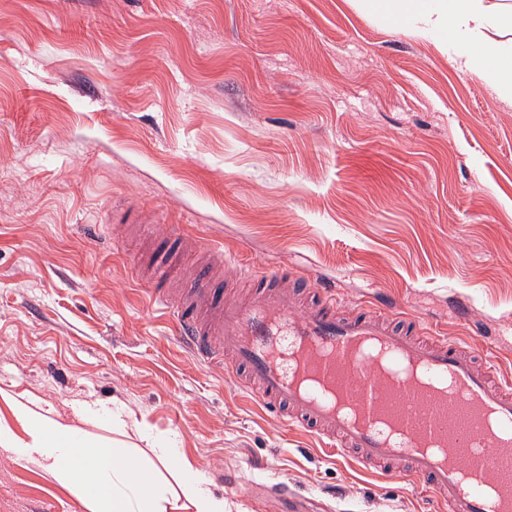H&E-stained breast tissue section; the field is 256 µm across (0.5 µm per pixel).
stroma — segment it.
I'll return each mask as SVG.
<instances>
[{"label":"stroma","instance_id":"obj_1","mask_svg":"<svg viewBox=\"0 0 512 512\" xmlns=\"http://www.w3.org/2000/svg\"><path fill=\"white\" fill-rule=\"evenodd\" d=\"M172 226L216 278L409 305L512 379V104L364 0H0V389L176 437L225 512H427L175 340L142 271ZM58 505L0 451V512Z\"/></svg>","mask_w":512,"mask_h":512}]
</instances>
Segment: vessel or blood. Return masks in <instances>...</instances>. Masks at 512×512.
Listing matches in <instances>:
<instances>
[{"mask_svg":"<svg viewBox=\"0 0 512 512\" xmlns=\"http://www.w3.org/2000/svg\"><path fill=\"white\" fill-rule=\"evenodd\" d=\"M154 303L198 360L220 365L267 413L317 437L325 453L417 485L437 512H512V382L468 341L424 328L406 305L343 310L334 285L302 304L286 269L257 271L247 297L227 296L206 269L185 299L163 283L156 248ZM466 397L467 429L448 417Z\"/></svg>","mask_w":512,"mask_h":512,"instance_id":"1","label":"vessel or blood"}]
</instances>
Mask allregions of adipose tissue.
<instances>
[{
    "instance_id": "ef3b65f1",
    "label": "adipose tissue",
    "mask_w": 512,
    "mask_h": 512,
    "mask_svg": "<svg viewBox=\"0 0 512 512\" xmlns=\"http://www.w3.org/2000/svg\"><path fill=\"white\" fill-rule=\"evenodd\" d=\"M391 20L414 19L432 25L453 51L452 65L488 83L512 102V52L498 49L497 33L512 31V0H367ZM11 411L0 417V449L34 461L54 482L78 495L87 512H224V500L189 461L174 438L158 440L140 433L150 455L116 439L97 438L87 424L101 420L123 425L119 408L78 404L66 418L44 409L28 393L0 390ZM180 463L182 483L172 489L163 471Z\"/></svg>"
}]
</instances>
